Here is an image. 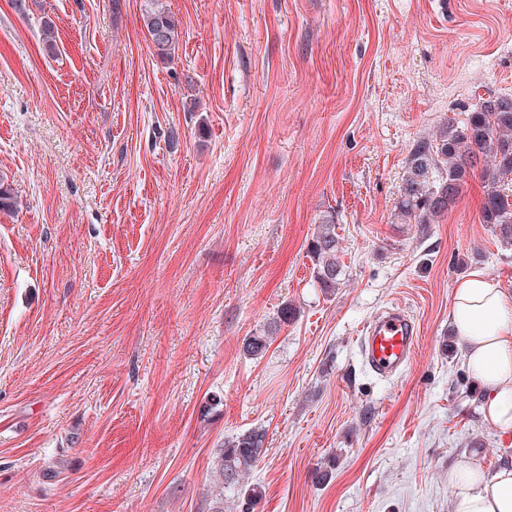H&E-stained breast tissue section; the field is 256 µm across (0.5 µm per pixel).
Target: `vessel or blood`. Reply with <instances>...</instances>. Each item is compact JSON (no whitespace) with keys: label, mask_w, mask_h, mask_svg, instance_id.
<instances>
[{"label":"vessel or blood","mask_w":512,"mask_h":512,"mask_svg":"<svg viewBox=\"0 0 512 512\" xmlns=\"http://www.w3.org/2000/svg\"><path fill=\"white\" fill-rule=\"evenodd\" d=\"M418 336V327L410 316L401 306H392L365 327L361 338L364 358L380 376H395L411 364Z\"/></svg>","instance_id":"vessel-or-blood-1"}]
</instances>
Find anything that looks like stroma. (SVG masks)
<instances>
[{"label": "stroma", "mask_w": 512, "mask_h": 512, "mask_svg": "<svg viewBox=\"0 0 512 512\" xmlns=\"http://www.w3.org/2000/svg\"><path fill=\"white\" fill-rule=\"evenodd\" d=\"M166 2L170 61L146 0H0V512H210L257 428L255 512H450L459 459L512 461L448 323L472 273L512 293V249L480 179L430 224L396 203L415 141L512 96V0ZM392 304L418 346L380 379L360 336ZM141 18L154 53L161 59L172 60L181 36L175 15L163 0H148ZM341 251L336 232V217L329 213L317 224L307 246L312 263L311 277L325 295L334 294L343 279L345 269ZM266 452L265 432L251 429L245 433L224 439L217 450L214 460L215 483L218 493L215 495L212 512H224V489L236 493L237 507L240 512H253L263 497L259 484H249L251 469ZM245 506V507H244Z\"/></svg>", "instance_id": "1"}]
</instances>
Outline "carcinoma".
I'll use <instances>...</instances> for the list:
<instances>
[{"instance_id": "obj_1", "label": "carcinoma", "mask_w": 512, "mask_h": 512, "mask_svg": "<svg viewBox=\"0 0 512 512\" xmlns=\"http://www.w3.org/2000/svg\"><path fill=\"white\" fill-rule=\"evenodd\" d=\"M154 53L172 59L179 43V21L163 0H147L141 15ZM484 184L481 220L492 226L499 241L512 247V98L490 91L464 121L448 122L433 139L416 141L410 149L399 188L398 217L407 224H430L452 210L473 177ZM336 217L323 216L308 243L311 277L324 294L335 293L344 276ZM268 337L250 336L243 350L262 354ZM266 452L265 432L251 429L224 440L214 460L215 495L212 512H224V490L236 493L240 512H254L262 487L249 483L255 464Z\"/></svg>"}]
</instances>
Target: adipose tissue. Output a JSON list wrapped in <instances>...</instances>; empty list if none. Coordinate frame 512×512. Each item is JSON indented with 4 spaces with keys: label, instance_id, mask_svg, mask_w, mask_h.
<instances>
[{
    "label": "adipose tissue",
    "instance_id": "1",
    "mask_svg": "<svg viewBox=\"0 0 512 512\" xmlns=\"http://www.w3.org/2000/svg\"><path fill=\"white\" fill-rule=\"evenodd\" d=\"M448 319L481 389L485 423L500 435H511L512 295L497 281L473 274L456 288ZM451 480L452 512H512L511 463L489 473L462 459Z\"/></svg>",
    "mask_w": 512,
    "mask_h": 512
}]
</instances>
